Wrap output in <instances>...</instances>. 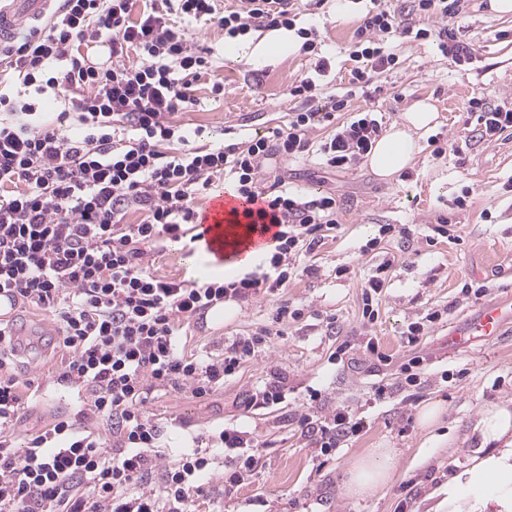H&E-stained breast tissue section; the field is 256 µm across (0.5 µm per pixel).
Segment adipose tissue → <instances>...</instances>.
<instances>
[{"mask_svg":"<svg viewBox=\"0 0 512 512\" xmlns=\"http://www.w3.org/2000/svg\"><path fill=\"white\" fill-rule=\"evenodd\" d=\"M433 105L421 101L404 113L374 144L368 164L378 177L389 179L409 167L418 152L417 134L428 130L437 119ZM484 442L496 443L495 452L478 458L448 489L451 512H479L488 502L512 507V406L487 409L481 419ZM397 463L395 449L373 448L356 457L344 483L346 495L367 498L391 479Z\"/></svg>","mask_w":512,"mask_h":512,"instance_id":"1","label":"adipose tissue"}]
</instances>
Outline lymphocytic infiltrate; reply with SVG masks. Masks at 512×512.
I'll use <instances>...</instances> for the list:
<instances>
[{"instance_id":"1","label":"lymphocytic infiltrate","mask_w":512,"mask_h":512,"mask_svg":"<svg viewBox=\"0 0 512 512\" xmlns=\"http://www.w3.org/2000/svg\"><path fill=\"white\" fill-rule=\"evenodd\" d=\"M466 0H413L438 30L372 7L349 54L352 91L367 88L395 65L392 38L437 36L443 55L471 62L475 49L454 24ZM296 0H59L45 25L0 42V289L18 303L53 313L55 342L68 361L61 382L84 393L86 408L56 419L17 447L5 434L20 421L27 396L0 354V512H194L207 496L210 459L185 451L161 464L163 428L146 406L154 392L184 389L202 398L237 373L264 341L239 337L222 356L198 359L179 348V331L218 303L278 296L299 271L300 257L335 236V196L309 197L283 180L265 183L273 156L299 158L317 149L326 166L346 170L366 157L382 131L373 110L336 122L348 95L322 103L318 81L330 61L318 53L316 28L299 30L302 50L315 56L314 76L288 86L303 109L286 128L225 146L201 144L203 128L176 122L197 106L194 84L208 73L207 50L187 39L173 14L214 24L231 38L294 26ZM138 64H130L131 55ZM63 109L41 112L44 99ZM479 134L492 140L512 128V110L471 97ZM331 123L319 143L311 131ZM256 204V218L277 227L255 270L225 282L170 280L145 259L169 240L199 246L198 198L216 187ZM140 214L136 224L129 213ZM320 390L308 393L316 407ZM299 418L301 435L331 454L363 422L345 407ZM110 425L111 438L89 431L88 418ZM227 450L228 486L247 480L265 442L228 425L212 435Z\"/></svg>"}]
</instances>
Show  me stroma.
<instances>
[{"label": "stroma", "instance_id": "35a3bbf8", "mask_svg": "<svg viewBox=\"0 0 512 512\" xmlns=\"http://www.w3.org/2000/svg\"><path fill=\"white\" fill-rule=\"evenodd\" d=\"M490 0H469L455 27L458 37L474 44L472 63L457 64L442 55L437 38L395 41L397 65L377 77L366 95L351 97L337 121L371 108L384 126L400 121L421 99L432 101L439 122L419 138L420 151L411 167L396 177H376L367 163L336 171L316 154L300 159L269 160L266 179L281 177L291 188L317 197L333 194L340 230L315 254L301 258L313 266L289 282L281 297L259 296L237 303L231 319L209 320L207 326L184 327L185 352L207 358L221 355L239 336L267 331L245 367L203 398L191 393H158L148 410L165 428V454L174 457L193 447L198 434H211L227 423L256 432L266 442L260 460L245 484L224 486L222 449L214 458L210 492L200 512H438L448 496V482L469 468L475 457L489 452L479 420L485 409L512 400V325L493 341L476 339L464 348L449 346L454 330L466 327L476 311L512 298V129L487 143L473 138L476 118L465 103L484 93L492 105L512 106V13L500 15ZM369 7L367 0H328L322 8L300 0L295 23L316 27L321 49L331 67L322 79L328 96L345 94L354 66L349 51ZM188 35L211 51L213 70L194 87L198 106L178 116L188 128L203 127L210 143H235L283 126L286 115L299 109L289 99V84L312 74L314 59L300 50L268 57L256 66L231 52L223 30L190 26ZM224 85L215 95V82ZM446 142L443 156L432 153L431 139ZM466 197L458 207V197ZM457 224L462 243L430 244L439 219ZM410 228L408 241L397 239L370 250L367 242L380 225ZM395 261L378 300L374 324L362 318L361 284L387 256ZM213 262L205 250L191 254L178 244L165 243L149 258L151 272L167 279H195ZM348 267L337 277V267ZM486 285L484 296L462 294L466 283ZM303 309L302 321L275 323L280 301ZM442 311L416 345H408L410 323L429 310ZM335 318V332L326 321ZM16 330L29 342L27 380L38 390L13 435L24 443L33 433L82 407L76 390L57 380L65 359L60 349L44 351L43 341L54 334L51 313L25 307L13 315ZM376 338L389 362L369 356L363 343ZM350 341L344 360L330 363L339 341ZM424 359L419 384L400 387L397 371L413 356ZM280 376L288 389L283 404L245 410L252 386ZM320 390L328 407L346 406L364 423L335 453L325 456L301 439L298 417L309 389ZM440 403L443 412L429 429L419 422L420 409ZM370 448L398 451L397 470L389 484L372 497L356 499L343 492L351 461Z\"/></svg>", "mask_w": 512, "mask_h": 512}]
</instances>
